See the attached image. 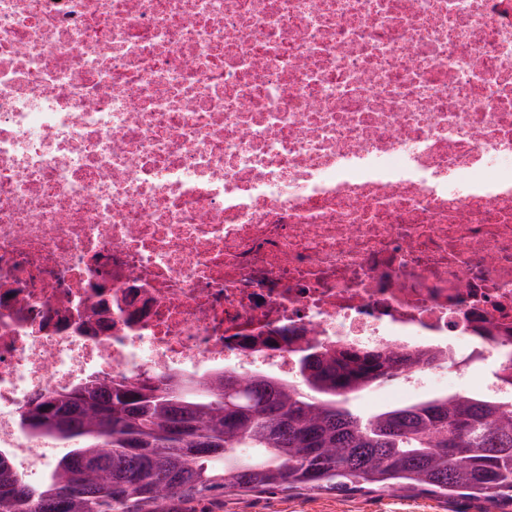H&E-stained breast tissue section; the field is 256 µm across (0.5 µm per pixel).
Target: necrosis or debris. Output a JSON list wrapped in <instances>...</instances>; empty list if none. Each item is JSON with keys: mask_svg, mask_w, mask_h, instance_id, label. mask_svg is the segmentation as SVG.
<instances>
[{"mask_svg": "<svg viewBox=\"0 0 512 512\" xmlns=\"http://www.w3.org/2000/svg\"><path fill=\"white\" fill-rule=\"evenodd\" d=\"M300 336L512 397V0H0V450L86 380Z\"/></svg>", "mask_w": 512, "mask_h": 512, "instance_id": "4bbe7bcc", "label": "necrosis or debris"}]
</instances>
